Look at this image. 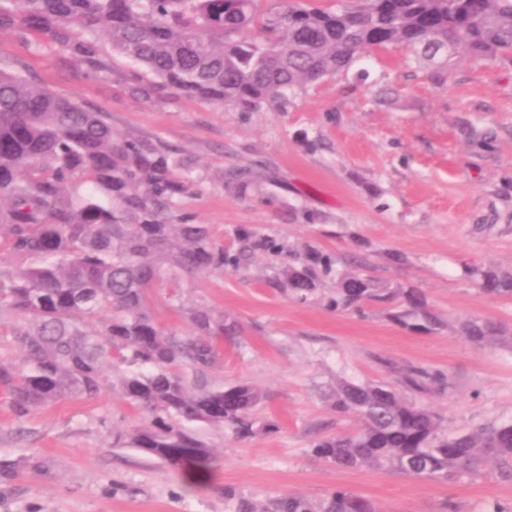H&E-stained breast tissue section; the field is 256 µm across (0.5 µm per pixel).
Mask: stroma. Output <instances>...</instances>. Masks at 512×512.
Returning a JSON list of instances; mask_svg holds the SVG:
<instances>
[{
    "label": "stroma",
    "mask_w": 512,
    "mask_h": 512,
    "mask_svg": "<svg viewBox=\"0 0 512 512\" xmlns=\"http://www.w3.org/2000/svg\"><path fill=\"white\" fill-rule=\"evenodd\" d=\"M111 72L84 75L34 34L0 29V62L23 68L34 84L105 112L120 135L181 147L195 162L194 186L178 200L232 245L245 225L293 248L312 245L394 286L428 298L447 328L417 334L376 309L336 311L330 287L301 302L271 287L278 258L257 254L248 271L181 278L182 299L156 289L158 322L191 332L186 309L204 304L237 322L208 385L245 382L260 389L261 416L276 433L234 439L203 426L217 454L209 469H172L137 449L118 447L138 416L118 392L38 407L17 418L0 389V512H237L239 499L296 494L317 502L351 488L378 512H487L512 503V482L493 474L420 480L327 465L312 453L320 436L359 428L332 410L336 380L399 384L410 368L443 372L444 390L413 393L449 432L512 422V350L473 349L453 329L481 316L512 328V298L482 290L489 269L512 272V59L462 56L444 79L410 65L397 48L374 51L349 73L308 87L287 108L241 114L198 98L143 96L142 66L109 54ZM399 89L377 99L378 89ZM316 141L304 147L300 133ZM253 172L239 197L229 174ZM320 214L308 224L303 211Z\"/></svg>",
    "instance_id": "35a3bbf8"
}]
</instances>
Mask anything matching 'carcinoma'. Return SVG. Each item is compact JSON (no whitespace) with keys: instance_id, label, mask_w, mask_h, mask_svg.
I'll use <instances>...</instances> for the list:
<instances>
[{"instance_id":"1","label":"carcinoma","mask_w":512,"mask_h":512,"mask_svg":"<svg viewBox=\"0 0 512 512\" xmlns=\"http://www.w3.org/2000/svg\"><path fill=\"white\" fill-rule=\"evenodd\" d=\"M0 0V28L34 31L87 74L108 72L112 51L145 66L155 80L134 90L169 91L243 113L284 108L305 88L348 72L370 45L401 48L444 77L454 59L512 56V0H362L353 10L292 0ZM192 161L180 149L145 137H119L107 116L80 101L0 68V251L19 260L0 267V336L23 364L0 362V387L17 417L63 400L120 392L141 416L126 444L172 468H205L215 458L192 425L227 428L237 439L278 430L261 420L264 395L247 383L208 387L191 380L220 363L224 339L236 335L224 314L187 309L194 334L165 329L152 312V291L176 288L182 274L248 269L255 254L283 255L267 285L299 301L334 279L336 310L377 307L393 324L432 334L444 321L416 288L358 268L335 270L320 249L299 251L246 226L227 248L189 214H172L192 186ZM255 181L233 175L238 196ZM484 291L512 297V273H483ZM454 330L474 348L512 349V329L484 317ZM118 373L112 381L106 369ZM444 385L425 370L401 386L418 392ZM338 414L358 417L351 433L325 435L313 454L340 469L448 479L496 473L512 480V424L448 434L431 407L407 400L387 382L336 380L328 392ZM378 512L340 487L317 503L281 495L239 502L237 512Z\"/></svg>"}]
</instances>
